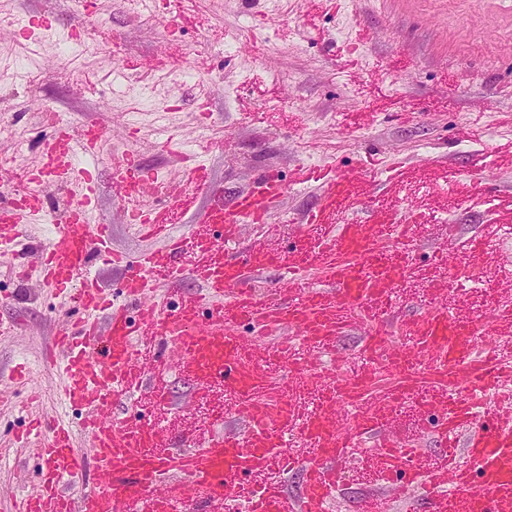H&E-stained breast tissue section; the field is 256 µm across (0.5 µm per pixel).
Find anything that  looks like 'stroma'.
Listing matches in <instances>:
<instances>
[{
    "mask_svg": "<svg viewBox=\"0 0 512 512\" xmlns=\"http://www.w3.org/2000/svg\"><path fill=\"white\" fill-rule=\"evenodd\" d=\"M98 25L81 33L86 9ZM49 15L46 28L33 19ZM0 114L17 135L0 139V157L23 148L35 164L55 129L31 99L57 111L72 127L100 122L110 132L90 170L100 221L111 226L115 250L137 256L148 242L123 221L112 188V165L127 155L161 180L180 175L162 151L171 131L194 162L205 165L227 193L265 169L288 184L269 223L247 224L241 245L287 249L318 189L298 172L351 175L333 221L359 219L413 224L412 274L387 321L450 296L454 314L473 318L512 298V236L497 258L471 252L504 219L512 201V0H158L157 21L142 25L126 0H0ZM86 80L69 82V71ZM479 136H469V129ZM448 248L450 267L434 263ZM15 259L0 252V498L23 494L39 462L36 447L12 442L30 416L79 411L59 399L60 377L46 359L61 325L78 318L69 300L18 284ZM485 273L493 292L481 307L454 291L449 271ZM195 388L174 379L167 427L206 434L211 419L192 412ZM372 447L352 449L342 467L339 512L384 484Z\"/></svg>",
    "mask_w": 512,
    "mask_h": 512,
    "instance_id": "stroma-1",
    "label": "stroma"
}]
</instances>
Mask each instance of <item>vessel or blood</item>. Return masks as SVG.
<instances>
[{
    "label": "vessel or blood",
    "instance_id": "1",
    "mask_svg": "<svg viewBox=\"0 0 512 512\" xmlns=\"http://www.w3.org/2000/svg\"><path fill=\"white\" fill-rule=\"evenodd\" d=\"M106 133L97 124L79 131L58 126L36 170L38 190L0 204L3 245L21 238L27 221L45 216L48 186L64 185L71 195L60 230L21 251L19 259H38L43 285L72 294L82 312L77 323L58 331L50 363L62 374L64 403L88 412L81 421L83 452L68 422L52 418L36 425L43 448L34 488L13 500L12 512H223L234 495L246 512H331L337 464L364 437L378 433L384 436L374 453L380 473L405 476L403 484L389 486L391 497H406L411 483L421 480L429 487L424 512H512V400L490 412L479 408L481 394L512 389V365L479 347L477 322L450 315L444 302L404 322L409 344L389 348L376 328L409 275L405 254L382 247L409 238L410 225L356 220L333 227L320 243L300 240L289 253L239 250L232 243L242 223L266 222L276 199L287 193L286 182L263 174L257 190L228 196L197 164L185 170L172 209L145 211L136 202L149 177L130 157L112 166L116 197L143 238L159 243L133 259L113 251L107 225L92 215V179L84 162L97 159ZM348 184L345 176L325 181L315 221L326 223L335 214ZM176 212L204 224L205 233L173 236ZM99 255L120 275L118 294L107 293L90 272ZM271 269L281 277L259 293L255 282ZM184 279L197 283V290L171 305L154 297L155 289ZM356 323L369 325L363 352L381 356L380 366L351 375L298 360L293 342L331 351ZM487 325L495 337L511 336L512 310L495 308ZM273 334L281 342L257 350V337ZM142 336L159 344L150 369L136 346ZM269 362L288 369L274 400L264 397ZM172 368L194 383L198 396L217 387L233 395L240 431L225 432L223 415H213L212 432L187 454L166 447L156 419L113 413L114 395L141 390L156 405L168 406L164 376ZM382 369L399 381L381 406L366 408L371 380ZM308 390L320 395L318 407L309 410L299 401ZM420 390L423 410L439 413L445 443L464 442L466 465L442 458L422 474L417 448L386 436L393 406ZM298 432L307 454L291 450ZM90 465L99 482L70 494ZM292 468L306 482L295 499L273 478Z\"/></svg>",
    "mask_w": 512,
    "mask_h": 512
}]
</instances>
